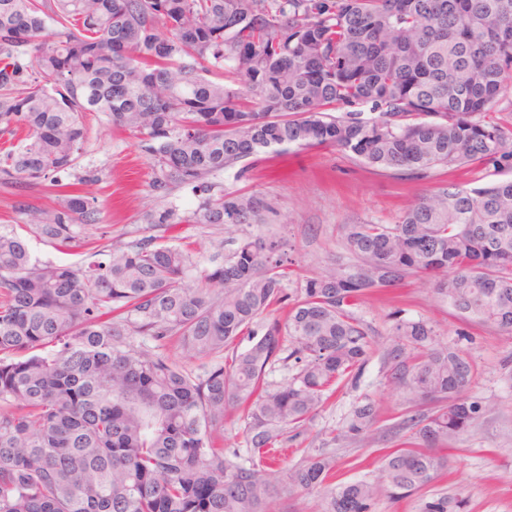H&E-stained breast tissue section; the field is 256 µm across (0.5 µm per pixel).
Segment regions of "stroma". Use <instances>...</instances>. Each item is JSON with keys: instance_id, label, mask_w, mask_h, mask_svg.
<instances>
[{"instance_id": "obj_1", "label": "stroma", "mask_w": 512, "mask_h": 512, "mask_svg": "<svg viewBox=\"0 0 512 512\" xmlns=\"http://www.w3.org/2000/svg\"><path fill=\"white\" fill-rule=\"evenodd\" d=\"M90 129L76 174L94 175L89 190L100 206L99 221L82 226L86 240L130 247L150 239L169 243L180 234L197 260L212 265L228 254L249 226L227 229L214 224H180L169 229L152 224L148 214L175 209L190 215L198 197L188 188L169 195L153 192L151 160L137 139L113 129L103 114L87 115ZM494 170L438 168L422 179H400L390 171L363 165L329 147L277 148L245 174L226 170L212 176L216 191L237 190L259 194L273 203L276 214L258 225L259 233L280 239L291 256L294 272L285 282L294 294L343 256L342 227L346 224H393L425 192L440 183L474 185L499 180ZM405 319H425L441 342L457 345L475 365L470 393L482 401L486 413L467 433L442 449L446 466L423 490L393 498L380 496L372 512H421L423 502L447 497L448 512H512V338L494 329L457 318L447 303L438 300L428 282L408 279L390 292L364 298L356 312L371 330L373 346L359 380L339 389L319 408L308 431L290 438L282 468L299 463L307 448H319L336 457L340 482L373 477L382 456L407 438L399 424L409 410L429 412V403L388 386L384 362L394 338L391 312ZM377 406L371 443L339 438L337 431L362 397ZM323 494L289 487L278 478L269 501L271 512H322Z\"/></svg>"}]
</instances>
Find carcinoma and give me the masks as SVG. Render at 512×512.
Wrapping results in <instances>:
<instances>
[{
    "label": "carcinoma",
    "instance_id": "carcinoma-1",
    "mask_svg": "<svg viewBox=\"0 0 512 512\" xmlns=\"http://www.w3.org/2000/svg\"><path fill=\"white\" fill-rule=\"evenodd\" d=\"M511 94L512 0H0V134L17 140L0 184L55 193L51 208L18 201L24 224L86 249L80 265L40 263L0 230V512H267L288 429L369 355L354 306L408 278L434 279L458 318L512 336V177L440 184L396 224L343 225L349 259L292 296L293 262L262 234L202 269L185 245L80 238L97 199L89 179L61 174L77 166L87 114L139 141L152 191L200 194L189 218L167 209L152 223L238 227L273 208L215 196L208 179L277 147L336 148L401 178L512 172ZM275 306L284 317H268ZM393 321L385 380L434 410L405 420L412 442L372 479L330 487L335 459L304 449L288 485L324 493V512L422 490L445 464L436 446L485 411L464 351L424 320ZM173 337L213 362L205 374L161 352ZM277 363L288 378L274 384ZM376 412L364 397L342 433L368 435ZM231 416L240 462L212 440Z\"/></svg>",
    "mask_w": 512,
    "mask_h": 512
}]
</instances>
